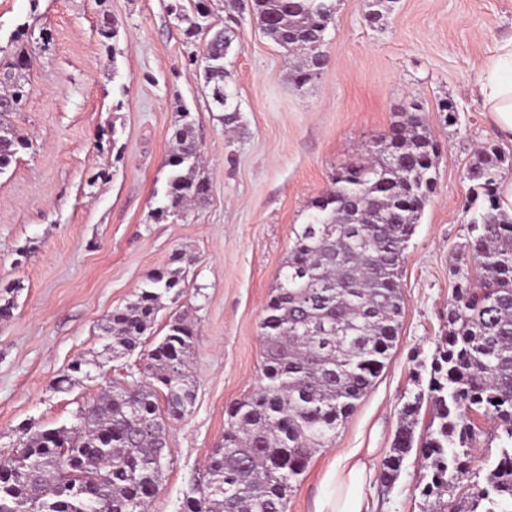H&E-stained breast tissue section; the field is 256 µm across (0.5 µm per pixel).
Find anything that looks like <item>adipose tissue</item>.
<instances>
[{
    "instance_id": "obj_1",
    "label": "adipose tissue",
    "mask_w": 512,
    "mask_h": 512,
    "mask_svg": "<svg viewBox=\"0 0 512 512\" xmlns=\"http://www.w3.org/2000/svg\"><path fill=\"white\" fill-rule=\"evenodd\" d=\"M472 91L482 101L500 134L512 141V36L496 42ZM375 449L354 448L340 455L325 476L332 495L317 512H373L365 485L374 477Z\"/></svg>"
}]
</instances>
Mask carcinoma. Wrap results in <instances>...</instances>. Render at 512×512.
<instances>
[{
    "label": "carcinoma",
    "mask_w": 512,
    "mask_h": 512,
    "mask_svg": "<svg viewBox=\"0 0 512 512\" xmlns=\"http://www.w3.org/2000/svg\"><path fill=\"white\" fill-rule=\"evenodd\" d=\"M390 3L367 0L369 22L384 19ZM224 9L256 19L290 59L295 84L311 82L325 66L336 0H224ZM34 27L19 26L0 46V171L29 148L5 117L29 95ZM237 38L226 26L204 51L205 83L228 125L238 121L239 105L224 86V60ZM389 138L309 202L264 307L263 383L227 408L224 444L209 457L204 481L185 496L182 512H287L288 492L314 447L350 417L383 370L402 314L404 251L435 191L439 153L420 106L401 113ZM174 140L160 218H182L209 195L208 180L197 172L192 123H182ZM509 172L512 155L495 146L475 154L467 168L473 267L455 286L446 346L433 357L427 390L404 403L379 476L392 485L417 450L425 462L421 494L448 512H512V215L500 208L499 196ZM185 288L179 269L149 274L136 300L113 309L102 324L109 348H138L154 334L161 299ZM13 292L0 289L1 321L13 316ZM165 328L145 353L143 379L110 386L69 428H22L19 448L0 458V473L9 474L0 480V512H144L162 478L156 462L168 451L166 419L186 416L194 403L192 327L178 316ZM425 403L432 417L417 436ZM478 414L495 420L504 438L482 485L470 471Z\"/></svg>",
    "instance_id": "obj_1"
}]
</instances>
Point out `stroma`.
Wrapping results in <instances>:
<instances>
[{"instance_id": "35a3bbf8", "label": "stroma", "mask_w": 512, "mask_h": 512, "mask_svg": "<svg viewBox=\"0 0 512 512\" xmlns=\"http://www.w3.org/2000/svg\"><path fill=\"white\" fill-rule=\"evenodd\" d=\"M194 4L181 0L178 19L170 0H0L1 46L33 19L51 35L34 50L26 102L9 116L30 147L0 173V288L15 290L13 315L0 321V456L17 448L22 426H71L105 382L140 379L153 337L180 315L194 329L195 401L169 424L148 512H181L223 441L228 405L261 384L263 310L308 203L415 101L442 147L436 192L404 252L403 311L386 365L335 436L312 451L288 496V512H316L336 458L373 448L382 467L403 403L427 386L458 273L470 262L466 169L488 145L512 154L470 91L492 45L512 35V0H397L376 25L365 0H336L327 64L302 87L279 45L244 18L225 61L224 84L240 104L233 132L203 77L207 36L184 34ZM105 12L119 31L112 52L99 34ZM186 118L209 195L184 218L158 221L174 132ZM162 268L182 270L185 292L165 297L138 352L113 357L104 319ZM81 358L100 370L57 390ZM423 473L413 452L391 488L372 482L376 512H426Z\"/></svg>"}]
</instances>
